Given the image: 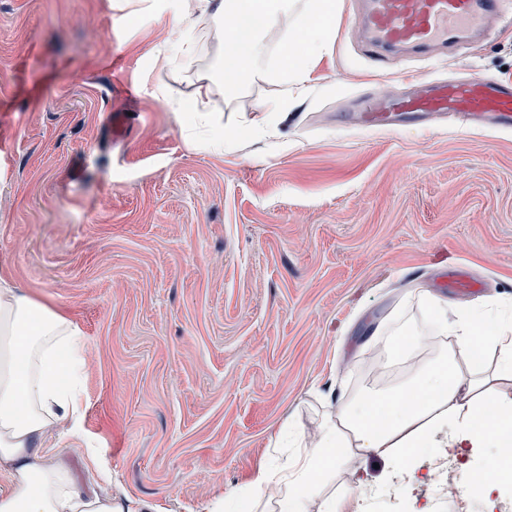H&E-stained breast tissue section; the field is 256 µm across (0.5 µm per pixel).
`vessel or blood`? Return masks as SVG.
Wrapping results in <instances>:
<instances>
[{
    "instance_id": "1",
    "label": "vessel or blood",
    "mask_w": 512,
    "mask_h": 512,
    "mask_svg": "<svg viewBox=\"0 0 512 512\" xmlns=\"http://www.w3.org/2000/svg\"><path fill=\"white\" fill-rule=\"evenodd\" d=\"M357 23L371 52L419 51L466 46L474 36H493L512 25V0H363ZM449 112L465 124L492 115L496 126L512 128V82L479 79L435 85L431 93L400 97L384 107L367 106L359 120L383 127L395 113Z\"/></svg>"
}]
</instances>
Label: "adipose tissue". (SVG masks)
I'll return each mask as SVG.
<instances>
[{"label": "adipose tissue", "instance_id": "obj_1", "mask_svg": "<svg viewBox=\"0 0 512 512\" xmlns=\"http://www.w3.org/2000/svg\"><path fill=\"white\" fill-rule=\"evenodd\" d=\"M340 0H176L168 21L180 52L192 49L202 28H224V92L256 81L281 86L260 106L266 128L286 121L317 79L336 38ZM285 34L280 54L268 36ZM177 121L189 144L207 134L205 148L219 152L226 139L247 133L217 110L188 108ZM435 335L455 347L433 359H416L423 337L380 325L376 336L389 356L413 360V378L396 389L369 393L323 412L314 434L289 428L293 454L262 465L245 486L213 500L207 512H307L306 501L333 483L343 465L374 455L399 464L429 448H488L512 433V397L498 383L512 378V316L487 311L449 319L448 304L425 298ZM484 344L493 369L472 364L467 353ZM85 344L78 326L0 277V512H132L128 503L85 495L68 469L51 461L45 438L81 405Z\"/></svg>", "mask_w": 512, "mask_h": 512}]
</instances>
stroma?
I'll list each match as a JSON object with an SVG mask.
<instances>
[{
  "mask_svg": "<svg viewBox=\"0 0 512 512\" xmlns=\"http://www.w3.org/2000/svg\"><path fill=\"white\" fill-rule=\"evenodd\" d=\"M171 5L0 0V276L83 333L78 425L53 438L80 487L205 512L252 480L283 424L314 432L325 401L408 378L376 380L368 337L391 320L429 328L421 294L512 314V130L356 119L434 78L512 81V29L456 55L375 58L340 0L317 88L276 132L218 154L189 145L176 106L207 83L225 120H251L282 89L225 101L213 29L177 56L159 18ZM114 112L131 115L119 142ZM453 266L478 293L445 288ZM498 457L449 449L493 490L438 501L437 455L418 454L408 512H512Z\"/></svg>",
  "mask_w": 512,
  "mask_h": 512,
  "instance_id": "obj_1",
  "label": "stroma"
}]
</instances>
